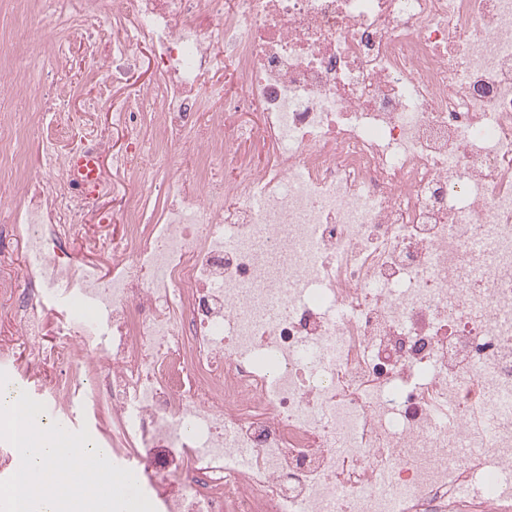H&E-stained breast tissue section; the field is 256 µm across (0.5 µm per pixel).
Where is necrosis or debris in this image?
Wrapping results in <instances>:
<instances>
[{
    "mask_svg": "<svg viewBox=\"0 0 512 512\" xmlns=\"http://www.w3.org/2000/svg\"><path fill=\"white\" fill-rule=\"evenodd\" d=\"M0 51L23 329L72 307L36 360L98 365L160 512H512V0H0ZM109 199L105 276L61 245ZM75 88L76 91L70 106V110L67 112V118L70 121V124L78 128L87 118L86 114L82 112V110L85 100L89 97V92L87 88L81 85L79 77L75 78ZM66 308L61 307L59 305L55 306L54 309H47L43 313V318L45 321V330L47 336H43L41 343L43 347L50 348L51 344H55L62 341V336L57 335V327H58V318L61 314L65 313Z\"/></svg>",
    "mask_w": 512,
    "mask_h": 512,
    "instance_id": "1",
    "label": "necrosis or debris"
}]
</instances>
